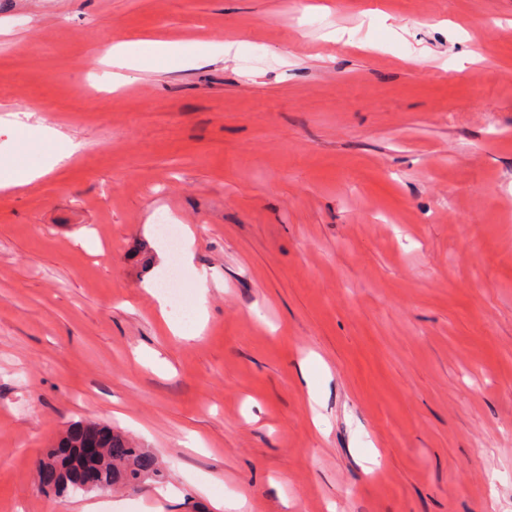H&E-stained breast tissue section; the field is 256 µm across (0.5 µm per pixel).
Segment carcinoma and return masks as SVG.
<instances>
[{
	"mask_svg": "<svg viewBox=\"0 0 512 512\" xmlns=\"http://www.w3.org/2000/svg\"><path fill=\"white\" fill-rule=\"evenodd\" d=\"M97 441L105 452L93 463L103 481L110 487L123 485L137 488L149 477H158L159 469L154 457L139 448L132 440L93 421L73 424L50 449L54 466L44 468L45 460L37 466L40 486H52L58 492L76 491L85 461L80 449Z\"/></svg>",
	"mask_w": 512,
	"mask_h": 512,
	"instance_id": "1",
	"label": "carcinoma"
}]
</instances>
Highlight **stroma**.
Instances as JSON below:
<instances>
[{
  "mask_svg": "<svg viewBox=\"0 0 512 512\" xmlns=\"http://www.w3.org/2000/svg\"><path fill=\"white\" fill-rule=\"evenodd\" d=\"M511 72L512 0H0V512H512ZM82 419L163 481L45 495ZM177 52V47L170 43L140 40L114 44L107 50V56H112L113 66L132 69L168 60ZM39 172H32L19 162L0 160V189L19 188L37 177Z\"/></svg>",
  "mask_w": 512,
  "mask_h": 512,
  "instance_id": "stroma-1",
  "label": "stroma"
}]
</instances>
